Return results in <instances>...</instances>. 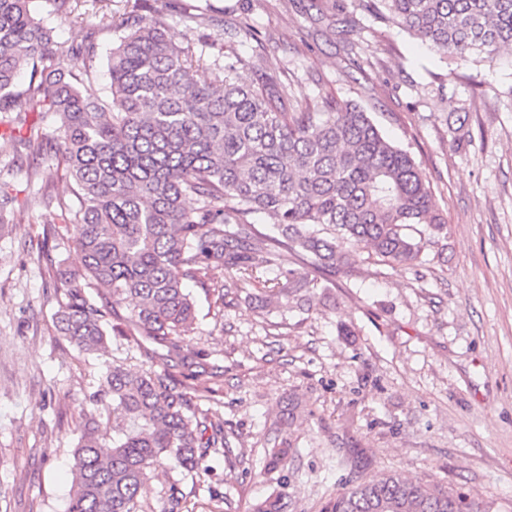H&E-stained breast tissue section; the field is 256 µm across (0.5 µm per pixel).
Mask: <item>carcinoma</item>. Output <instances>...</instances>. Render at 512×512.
Wrapping results in <instances>:
<instances>
[{
  "label": "carcinoma",
  "mask_w": 512,
  "mask_h": 512,
  "mask_svg": "<svg viewBox=\"0 0 512 512\" xmlns=\"http://www.w3.org/2000/svg\"><path fill=\"white\" fill-rule=\"evenodd\" d=\"M30 2L0 0V112L51 113L56 126L46 136L21 116L0 139L19 157L54 153L55 172L34 174L47 182L59 175L73 196L53 208L33 202L44 208L43 243L58 238L60 224L79 228L82 273L48 267L66 298L56 329L85 353L100 351L111 334L123 336L163 366L112 368L97 394L112 398V447L87 419L67 512H138L155 464L191 469L209 449L229 447L223 426L194 402L193 387L177 386L169 372L170 363L190 367L196 357L187 342L196 329L187 282L206 284L214 264L251 278L288 253L317 269L345 268L354 261L345 247L351 242L384 262L414 265L423 248L417 236H438L448 225L411 154L385 139L357 104L327 100L290 112L279 72L242 82L239 70L253 62L235 55L222 66L208 63L160 15L123 25L102 97L76 70L96 44L56 47ZM365 8L453 60H492L512 48V0H366ZM207 65L216 75L201 84L195 71ZM23 72L21 95L13 87ZM188 198L197 207L186 206ZM254 212L268 214L277 235L259 233L247 221ZM318 287L317 278L290 269L276 295L299 302ZM147 342L167 353L154 355ZM293 448L291 436L278 434L269 466ZM468 506L490 512L459 490L389 471L336 493L325 512Z\"/></svg>",
  "instance_id": "obj_1"
}]
</instances>
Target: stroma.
<instances>
[{
  "label": "stroma",
  "instance_id": "stroma-1",
  "mask_svg": "<svg viewBox=\"0 0 512 512\" xmlns=\"http://www.w3.org/2000/svg\"><path fill=\"white\" fill-rule=\"evenodd\" d=\"M213 21H194L199 0H32L58 46L93 36L87 77L108 94L107 56L120 32L89 34L91 14L157 12L171 33L209 59L235 50L252 59L253 82L276 69L289 107L353 101L414 157L432 187L448 234L425 244L420 263L386 264L358 250L352 267L315 272L321 283L303 310L267 301L260 282L225 288L222 266L192 284L203 373L202 408L223 422L229 449L193 470L151 471L142 512H248L273 496L281 512H323L352 481L396 471L454 486L512 512V54L454 64L407 32L386 26L360 0H210ZM245 21L258 41L233 38ZM0 189L15 199L0 236V512H66L74 449L85 415L112 432V403L94 401L115 366L149 361L109 337L87 355L54 319L64 299L47 261L82 270L76 225L56 248L29 201L66 196L64 181L36 178L0 142ZM301 408L295 452L277 468L268 451L289 398Z\"/></svg>",
  "mask_w": 512,
  "mask_h": 512
}]
</instances>
